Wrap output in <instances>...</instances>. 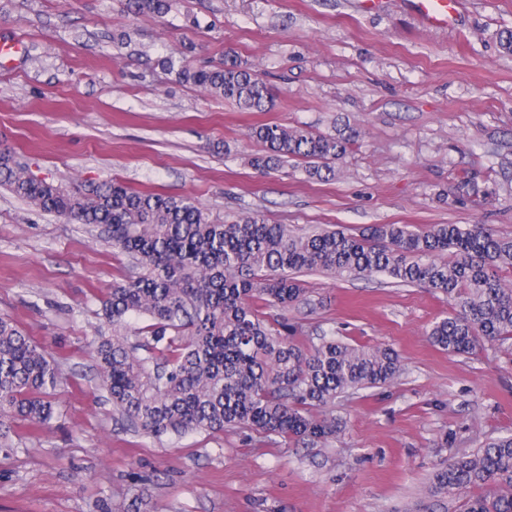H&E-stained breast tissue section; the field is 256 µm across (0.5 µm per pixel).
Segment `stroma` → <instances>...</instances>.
<instances>
[{
  "instance_id": "35a3bbf8",
  "label": "stroma",
  "mask_w": 512,
  "mask_h": 512,
  "mask_svg": "<svg viewBox=\"0 0 512 512\" xmlns=\"http://www.w3.org/2000/svg\"><path fill=\"white\" fill-rule=\"evenodd\" d=\"M164 17L126 0H0V147L55 182L113 180L196 200L211 221L249 213L301 230L372 224H489L512 237V0H459L428 25L410 0H170ZM130 33L128 42L119 36ZM236 52L277 94L243 112L176 81L159 58L192 66ZM361 135L328 179L302 160L255 170L253 127ZM138 268L99 227L40 213L0 187V316L48 346L64 372L62 415L19 428L0 453V512H414L437 465L512 434V346L454 355L426 332L448 299L382 275L301 273L285 317L296 342L339 335L389 346L392 384L337 398L343 430L317 448L257 442L246 430L159 439L112 407L89 342L110 327L101 301Z\"/></svg>"
}]
</instances>
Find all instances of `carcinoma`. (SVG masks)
I'll return each mask as SVG.
<instances>
[{
    "label": "carcinoma",
    "instance_id": "cac0c4a2",
    "mask_svg": "<svg viewBox=\"0 0 512 512\" xmlns=\"http://www.w3.org/2000/svg\"><path fill=\"white\" fill-rule=\"evenodd\" d=\"M134 14L157 16L169 0H128ZM181 83L268 112L272 89L235 52L209 68L174 54L160 60ZM251 137L264 146L251 165L272 169L290 158L311 178L333 172L360 137L263 124ZM0 186L37 211L98 226L112 246L145 272L117 282L102 301L112 334L93 338L95 360L112 406L144 434L161 438L194 431L248 430L311 447L342 431L329 407L350 390L393 383L403 371L390 347L352 345L334 336L305 347L288 336L281 311L302 299L295 278L319 270L336 278L385 274L394 282L448 296V315L427 333L436 347L470 354L481 344L512 340V237L488 224H373L358 234L296 232L257 213L217 224L192 199L135 191L106 181L36 178L7 147L0 148ZM452 253V260L439 256ZM146 317L131 328L126 319ZM63 371L46 346L0 317V418L42 429L61 416L51 399ZM427 494L457 504L456 512H512V435L443 463Z\"/></svg>",
    "mask_w": 512,
    "mask_h": 512
}]
</instances>
